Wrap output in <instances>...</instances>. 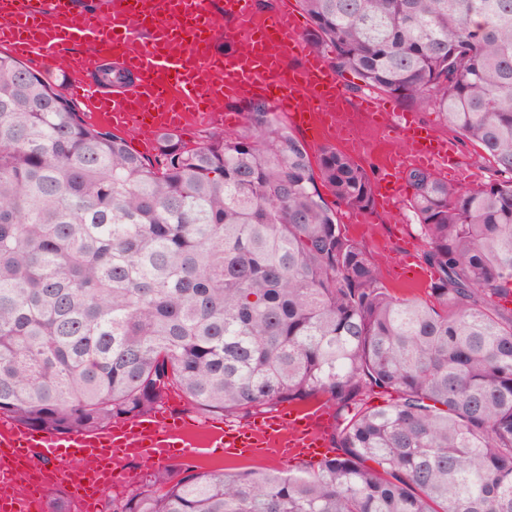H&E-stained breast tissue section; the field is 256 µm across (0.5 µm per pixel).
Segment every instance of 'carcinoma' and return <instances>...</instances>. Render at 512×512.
Returning <instances> with one entry per match:
<instances>
[{"mask_svg": "<svg viewBox=\"0 0 512 512\" xmlns=\"http://www.w3.org/2000/svg\"><path fill=\"white\" fill-rule=\"evenodd\" d=\"M297 2L354 88L432 107L503 175L404 172L427 298L392 294L324 202L372 208L368 172L312 164L266 102L147 157L0 52V416L93 432L172 390L239 419L319 400L340 453L316 466L153 469L112 512H512V0Z\"/></svg>", "mask_w": 512, "mask_h": 512, "instance_id": "cac0c4a2", "label": "carcinoma"}]
</instances>
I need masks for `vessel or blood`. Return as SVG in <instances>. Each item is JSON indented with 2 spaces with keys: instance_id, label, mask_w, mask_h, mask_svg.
<instances>
[{
  "instance_id": "vessel-or-blood-1",
  "label": "vessel or blood",
  "mask_w": 512,
  "mask_h": 512,
  "mask_svg": "<svg viewBox=\"0 0 512 512\" xmlns=\"http://www.w3.org/2000/svg\"><path fill=\"white\" fill-rule=\"evenodd\" d=\"M232 20L226 41L240 45L221 55L212 43L220 27L210 0H108L100 10H73L69 0H0V46L50 72L64 70L72 96L87 102L108 129L129 131L149 143L159 134L204 124L237 122L225 101L261 98L296 124L328 131L345 93L322 55L306 41L294 12L257 16L252 0H223ZM86 53L65 56L68 45ZM303 60L284 72V56ZM117 59L136 82L127 92L104 94L90 80L102 57ZM360 108L376 112L371 131H400L403 144L386 155L376 183L381 204L399 205L402 172L444 168L453 146L412 116L393 114L372 97ZM334 428L321 406L280 408L260 420L215 426L168 410H152L95 432L58 433L0 417V512H38L47 492L62 488L94 512L113 486L135 482L126 463L153 468L177 458H199L208 449L229 455L262 454L296 462L323 457Z\"/></svg>"
}]
</instances>
